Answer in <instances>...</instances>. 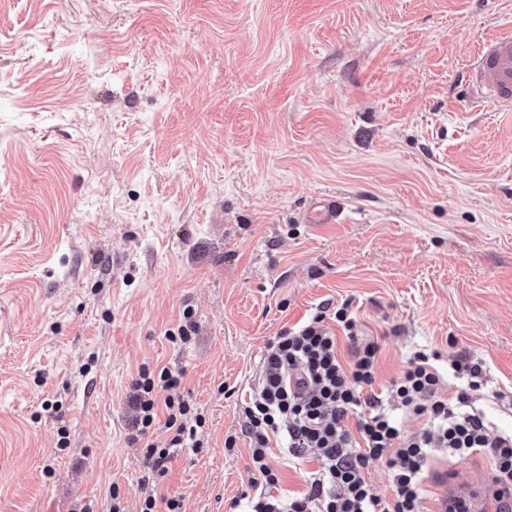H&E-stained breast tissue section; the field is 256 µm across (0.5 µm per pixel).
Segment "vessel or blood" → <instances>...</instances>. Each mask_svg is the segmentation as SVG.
<instances>
[{"mask_svg":"<svg viewBox=\"0 0 512 512\" xmlns=\"http://www.w3.org/2000/svg\"><path fill=\"white\" fill-rule=\"evenodd\" d=\"M468 79L477 98L494 104L499 111L512 112V27L506 26L485 41L468 70ZM343 208L339 201L319 198L305 214L309 224H338ZM436 495L427 505L428 512H446L449 498L469 490L468 480L460 474L441 471L435 479Z\"/></svg>","mask_w":512,"mask_h":512,"instance_id":"1","label":"vessel or blood"}]
</instances>
